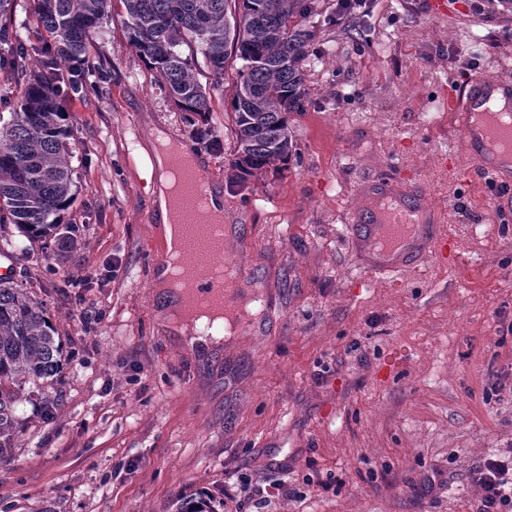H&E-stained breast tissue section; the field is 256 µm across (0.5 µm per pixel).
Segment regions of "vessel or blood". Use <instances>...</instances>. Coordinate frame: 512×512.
Masks as SVG:
<instances>
[{
  "instance_id": "1",
  "label": "vessel or blood",
  "mask_w": 512,
  "mask_h": 512,
  "mask_svg": "<svg viewBox=\"0 0 512 512\" xmlns=\"http://www.w3.org/2000/svg\"><path fill=\"white\" fill-rule=\"evenodd\" d=\"M512 105V81L481 75L465 80L462 89L451 97V121L469 145L475 161V174L489 175L503 190L502 208L512 210V166L501 170L489 160L482 130L471 127L470 115L491 105ZM422 183L408 173L369 179L352 221L360 230L354 245L362 265L371 273L400 275L414 270L429 255L448 257V237L441 230V216L426 200ZM202 299L220 301L225 311H234L241 294L237 288H216L203 284Z\"/></svg>"
}]
</instances>
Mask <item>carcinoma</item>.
I'll use <instances>...</instances> for the list:
<instances>
[{
	"label": "carcinoma",
	"mask_w": 512,
	"mask_h": 512,
	"mask_svg": "<svg viewBox=\"0 0 512 512\" xmlns=\"http://www.w3.org/2000/svg\"><path fill=\"white\" fill-rule=\"evenodd\" d=\"M109 0H35L38 24L54 41L18 40L0 60L23 85L15 101H0V230L12 224L27 244L0 235L8 257L28 245L60 257L75 225L63 223L73 202L72 132L60 100L87 89L80 78L89 34ZM128 40L182 112L204 117L211 110L195 74L199 49L212 85L224 82L226 63L241 62L233 97L237 177L255 176L291 155L288 114L304 101L302 62L311 33L294 18L311 0H122ZM39 57L38 70L27 57ZM59 367V346L46 309L12 277H0V456L14 447L22 384L47 379Z\"/></svg>",
	"instance_id": "carcinoma-1"
}]
</instances>
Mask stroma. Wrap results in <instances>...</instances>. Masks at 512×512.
<instances>
[{
  "mask_svg": "<svg viewBox=\"0 0 512 512\" xmlns=\"http://www.w3.org/2000/svg\"><path fill=\"white\" fill-rule=\"evenodd\" d=\"M108 8L87 41L94 91L61 106L75 202L65 261L33 246L0 257L26 277L61 342L60 371L27 384L0 512H476L470 471L512 452V220L452 125L448 92L512 78V11L456 0H312L301 111L280 171L239 180L228 118L237 80L211 97L207 170L223 190L267 325L199 354L155 289L162 232L143 150L150 130L191 140ZM408 172L454 245L397 280L360 265L351 214L366 180ZM397 369L382 378L386 359Z\"/></svg>",
  "mask_w": 512,
  "mask_h": 512,
  "instance_id": "35a3bbf8",
  "label": "stroma"
}]
</instances>
